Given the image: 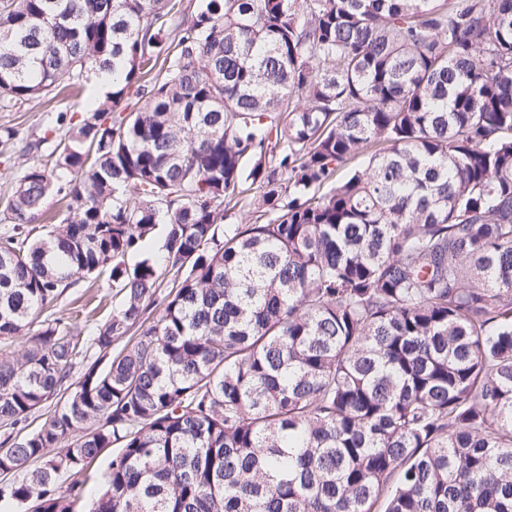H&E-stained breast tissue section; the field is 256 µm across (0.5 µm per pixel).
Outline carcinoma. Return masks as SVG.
Here are the masks:
<instances>
[{
  "label": "carcinoma",
  "mask_w": 512,
  "mask_h": 512,
  "mask_svg": "<svg viewBox=\"0 0 512 512\" xmlns=\"http://www.w3.org/2000/svg\"><path fill=\"white\" fill-rule=\"evenodd\" d=\"M107 69L0 128V512H512V0H0L1 112ZM93 83L86 84L85 90L76 98H41L33 100L23 105L18 111L0 112V126H12L18 130L19 137L39 134L45 125L48 117L55 115L57 112H47L49 110L66 111L72 113L80 110L85 99L92 93ZM51 148L45 149L42 153L39 154H30L22 156L20 153H16L12 159L10 167L8 169L0 163V216H2L3 211L6 210L8 206V202L11 196V188L16 182V180L22 175L24 169L28 166L30 162L34 159L42 158L44 161H47V155L50 152ZM66 214V201L61 200V196L56 193H52L45 199L42 211L31 225L41 226L48 224L47 220H45L47 216H52L55 218V221L59 222ZM93 281L90 278H80L78 279L71 288H68L64 294L58 300L56 306L52 308L48 313H44L37 321L33 324L31 333H34L37 329L40 328V321H43L47 318V316L51 312H55L52 317L63 316L68 318L70 321L73 331L75 334H80L83 338H86L92 334V323L93 321H87L90 318H85L84 314H81L78 318H75V313L72 314V308L81 306L87 303L91 298L90 303L87 304L85 308V312L89 311L96 304L98 298L105 294H108V304L104 306L105 302H103L102 307L97 310L98 314L91 319H100L104 320L108 318L112 314V288L108 290L107 288H97V284L92 286ZM96 297V298H95ZM49 317V318H52Z\"/></svg>",
  "instance_id": "1"
}]
</instances>
